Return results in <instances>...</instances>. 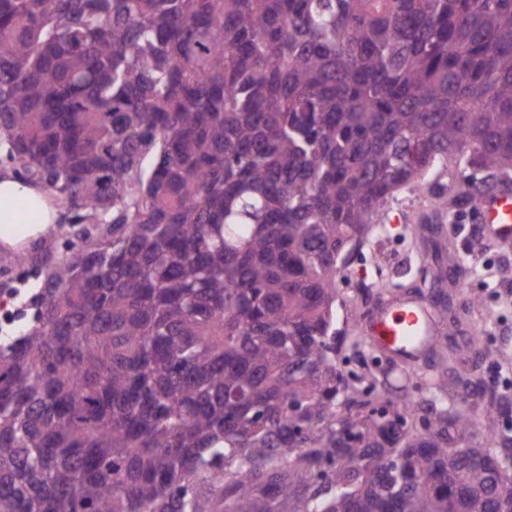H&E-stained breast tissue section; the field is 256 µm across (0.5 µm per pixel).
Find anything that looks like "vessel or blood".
<instances>
[{"instance_id":"b4317fda","label":"vessel or blood","mask_w":512,"mask_h":512,"mask_svg":"<svg viewBox=\"0 0 512 512\" xmlns=\"http://www.w3.org/2000/svg\"><path fill=\"white\" fill-rule=\"evenodd\" d=\"M477 211L492 230L493 244L512 245V188L484 193ZM362 330L378 351L407 362L430 352L438 339L429 302L422 296L382 301L363 320Z\"/></svg>"}]
</instances>
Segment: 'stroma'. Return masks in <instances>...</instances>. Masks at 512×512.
Returning a JSON list of instances; mask_svg holds the SVG:
<instances>
[{"mask_svg":"<svg viewBox=\"0 0 512 512\" xmlns=\"http://www.w3.org/2000/svg\"><path fill=\"white\" fill-rule=\"evenodd\" d=\"M417 224L445 225L451 252L469 269L464 282L476 299L470 321L484 336L476 372L485 381L499 383L501 393L512 397V246L490 245L485 225L470 207L439 209L430 194L397 192L381 213L380 225L386 230L381 243L364 247L336 275L337 329L352 330L371 309L380 297L377 280L420 284L432 256L421 253L412 240Z\"/></svg>","mask_w":512,"mask_h":512,"instance_id":"obj_1","label":"stroma"}]
</instances>
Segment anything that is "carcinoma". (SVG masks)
Returning <instances> with one entry per match:
<instances>
[{
	"label": "carcinoma",
	"mask_w": 512,
	"mask_h": 512,
	"mask_svg": "<svg viewBox=\"0 0 512 512\" xmlns=\"http://www.w3.org/2000/svg\"><path fill=\"white\" fill-rule=\"evenodd\" d=\"M0 137L84 242L0 338V512H512L475 342L396 397L336 333L396 192L512 176V0H0Z\"/></svg>",
	"instance_id": "obj_1"
}]
</instances>
